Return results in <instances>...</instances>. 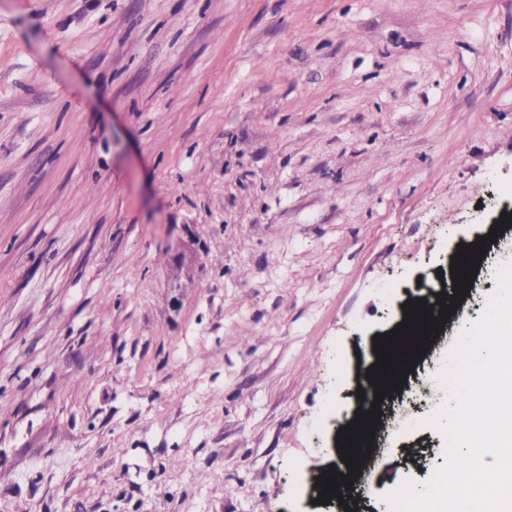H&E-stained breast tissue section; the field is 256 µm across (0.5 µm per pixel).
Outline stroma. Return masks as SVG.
Listing matches in <instances>:
<instances>
[{
	"label": "stroma",
	"instance_id": "35a3bbf8",
	"mask_svg": "<svg viewBox=\"0 0 512 512\" xmlns=\"http://www.w3.org/2000/svg\"><path fill=\"white\" fill-rule=\"evenodd\" d=\"M507 199L512 0H0V512H341L340 361ZM435 409L357 512L444 464Z\"/></svg>",
	"mask_w": 512,
	"mask_h": 512
}]
</instances>
